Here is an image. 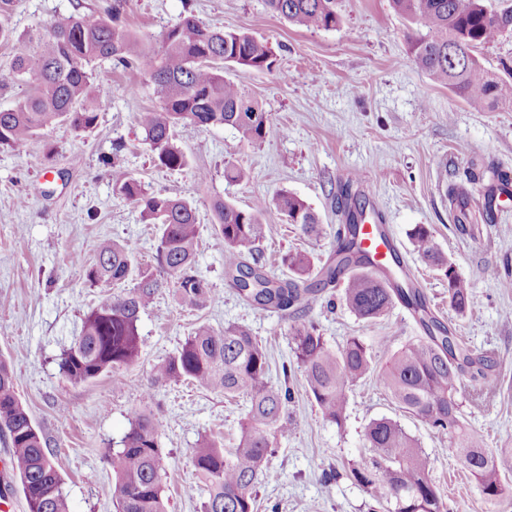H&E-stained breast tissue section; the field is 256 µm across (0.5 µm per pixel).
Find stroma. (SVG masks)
I'll list each match as a JSON object with an SVG mask.
<instances>
[{
  "instance_id": "stroma-1",
  "label": "stroma",
  "mask_w": 512,
  "mask_h": 512,
  "mask_svg": "<svg viewBox=\"0 0 512 512\" xmlns=\"http://www.w3.org/2000/svg\"><path fill=\"white\" fill-rule=\"evenodd\" d=\"M71 3L9 0L5 10L11 26L24 34L68 13ZM337 10L341 26L323 30L289 24L272 15L264 0H127L121 21L143 50H159L162 33L187 11L203 24L268 43L276 71L226 72L268 114L261 144H249L225 126L181 125L174 142L188 167L157 166L138 115L158 101L148 77L131 62L99 68L98 82L112 93L94 128L77 131L58 123L21 147L0 148V358L16 372L19 398L55 455L70 512H115L114 480L101 450L119 448L135 409L163 426L166 512H199L189 451L205 435L234 447L247 402L192 383L154 387L150 381L153 367L202 323L249 329L267 347L272 383L292 392L288 412L297 426L269 460L274 477L257 487V512H371V499L348 468L367 455L365 429L381 417L398 421L418 440L447 512H512V493L487 501L450 452L448 435L401 411L377 377L352 388L343 427L324 420L291 362L292 318L245 304L224 276V243L213 230L215 200L247 210L285 189L312 207L321 222L313 236L286 223L276 208L263 214L261 247L268 270L279 275L286 252H306L318 264L335 249L336 193L343 174L354 173L353 194L380 213L429 307L476 355L493 362V390H479L467 379L459 386L465 425L488 450L512 448V185L501 193L494 189L496 172L512 175V107L472 109L430 79L413 60L414 27L391 0H338ZM118 143L128 177L196 208V259L213 300L191 310L179 304L172 285H163L140 316L139 359L125 371L124 384L104 374L73 385L61 376L59 361L102 293L85 277L97 242L130 244L135 267L155 265V225L144 223L116 192L111 169L101 163ZM228 163L244 168L248 179L225 181ZM449 181L473 199L472 220L463 232L443 199ZM419 224L431 229L469 286L471 306L464 317L448 307L447 278L426 265L410 241ZM340 294L327 289L303 315L330 346L360 337L381 365L387 351L419 336L402 305L366 322L343 305Z\"/></svg>"
}]
</instances>
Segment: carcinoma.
<instances>
[{"mask_svg":"<svg viewBox=\"0 0 512 512\" xmlns=\"http://www.w3.org/2000/svg\"><path fill=\"white\" fill-rule=\"evenodd\" d=\"M337 0H266L268 10L289 23L307 29L332 30L341 23ZM490 8L486 0H393L394 6L425 33L411 38L415 64L433 81L447 86L478 110L512 105V83L498 80L480 63L476 52L500 34L512 31V0ZM125 0H111L104 11L73 0L72 11L24 36L8 20H0V41L15 40L22 48L12 62L13 76L33 91L0 109V147L23 145L35 132L66 122L77 131L96 125L108 88L94 85L102 63L125 64L136 57L150 77L159 100L157 109L142 112L139 124L155 162L169 170L189 165L187 155L172 141L179 125L198 128L230 126L248 143L267 134V113L241 83L224 76L231 66L242 72L272 71L275 59L268 45L246 33L201 23L182 16L162 35L161 51L138 50V39L119 24ZM117 191L140 210L141 218L158 227L153 244L155 267L135 271L129 245L106 240L97 247L95 261L86 266V279L106 287L97 305L84 317L80 335L59 362L62 375L73 384H85L110 373L123 382L121 372L139 356L138 321L165 283H172L180 303L202 309L212 291L195 269L201 225L187 201L149 193L141 182L127 178ZM443 197L456 212L459 228L470 218L466 203L453 184ZM269 203L257 201L242 210L226 200L213 203V228L224 241V270L241 298L261 310H306L324 287L343 280V301L359 319L373 321L395 303L407 307L421 329L416 342L393 352L375 371L369 348L351 336L330 348L317 328L294 325L290 336L297 364L303 369L305 391L323 418L343 425L351 388L370 374L378 378L391 400L403 412L454 440L459 456L491 502L506 493L499 461L512 448L492 453L483 440L460 419L456 393L466 377L493 388L491 361L475 356L462 340L429 311L422 291L410 277H391L372 270L353 228L364 207L338 203L345 224L337 232L334 255L319 270L302 252H287L281 262L289 276L271 275L259 256L265 232L262 215ZM288 223L307 235L320 231V220L297 195L282 191L273 198ZM416 252L448 278V304L458 316L470 307L469 288L455 266L438 249L424 225L411 234ZM137 274L136 285L122 295L110 288ZM193 382L228 398L248 399L241 436L234 448L205 436L191 451L200 481L201 512H254L255 488L271 478L269 458L288 436L296 421L288 414L289 388L273 385L268 376V354L262 342L242 326L215 329L203 324L181 347L158 362L152 384ZM17 375L0 359V430L9 434L12 471L19 478L27 512H70L62 478L47 440L33 423L17 394ZM161 424L134 412L122 448L103 450L101 458L115 479L117 512H166L162 497ZM365 437L369 455L353 465L349 476L373 501L372 512H446L430 474V464L417 441L394 420H372Z\"/></svg>","mask_w":512,"mask_h":512,"instance_id":"carcinoma-1","label":"carcinoma"}]
</instances>
